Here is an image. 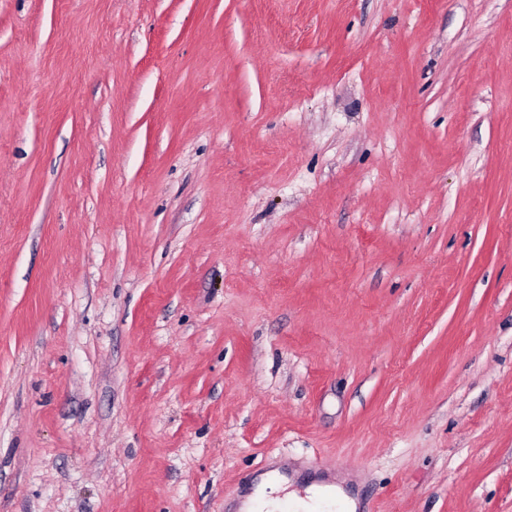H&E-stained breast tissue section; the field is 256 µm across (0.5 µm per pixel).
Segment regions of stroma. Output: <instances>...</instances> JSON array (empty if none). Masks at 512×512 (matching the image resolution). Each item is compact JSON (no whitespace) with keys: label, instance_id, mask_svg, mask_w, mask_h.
Instances as JSON below:
<instances>
[{"label":"stroma","instance_id":"35a3bbf8","mask_svg":"<svg viewBox=\"0 0 512 512\" xmlns=\"http://www.w3.org/2000/svg\"><path fill=\"white\" fill-rule=\"evenodd\" d=\"M512 512V0H0V512ZM282 487L278 483L263 482L255 491L253 496H249L242 505L243 510H254L255 503H259L262 507L275 508L278 502L275 493H279ZM306 497L299 498L295 492L290 497L298 498V507L305 511H311L316 508L319 502L335 497L337 501L344 505V509H355L357 503L354 499L348 497L339 486L324 487L313 483L305 489Z\"/></svg>","mask_w":512,"mask_h":512}]
</instances>
